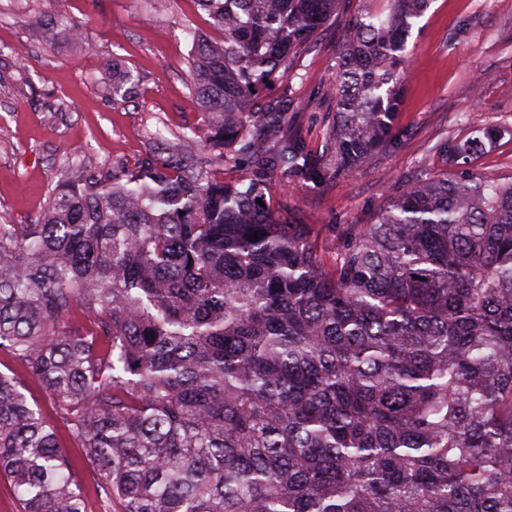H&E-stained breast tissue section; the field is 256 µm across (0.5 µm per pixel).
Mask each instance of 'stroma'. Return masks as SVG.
I'll use <instances>...</instances> for the list:
<instances>
[{"label":"stroma","mask_w":512,"mask_h":512,"mask_svg":"<svg viewBox=\"0 0 512 512\" xmlns=\"http://www.w3.org/2000/svg\"><path fill=\"white\" fill-rule=\"evenodd\" d=\"M81 37L54 34L55 0H0V224L36 223L68 162L103 177L135 168L179 138L204 134L191 89L192 32L210 33L196 0H68ZM361 0H341L312 37L288 84V130L321 155L333 122L338 49ZM408 44L397 125L400 143L371 166L320 184L273 181L272 207L313 225L333 247L350 224L372 223L397 181L432 171L512 175V0H433ZM131 71L130 96L112 94V73ZM506 127L496 148L448 159L447 140Z\"/></svg>","instance_id":"1"}]
</instances>
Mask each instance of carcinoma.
Wrapping results in <instances>:
<instances>
[{
  "label": "carcinoma",
  "mask_w": 512,
  "mask_h": 512,
  "mask_svg": "<svg viewBox=\"0 0 512 512\" xmlns=\"http://www.w3.org/2000/svg\"><path fill=\"white\" fill-rule=\"evenodd\" d=\"M197 2L222 34L190 59L211 159L185 136L110 180L72 164L38 223L0 224V479L20 512H86L29 378L103 512H512V176L426 172L333 252L267 201L278 177L321 182L396 144L432 0L346 21L319 158L288 135V87L262 92L340 0ZM61 443L68 460L76 467V476L81 482L86 494V508L88 512H101L99 497L94 491L95 482L91 471L83 461L82 448L69 437L65 430L60 431Z\"/></svg>",
  "instance_id": "cac0c4a2"
}]
</instances>
